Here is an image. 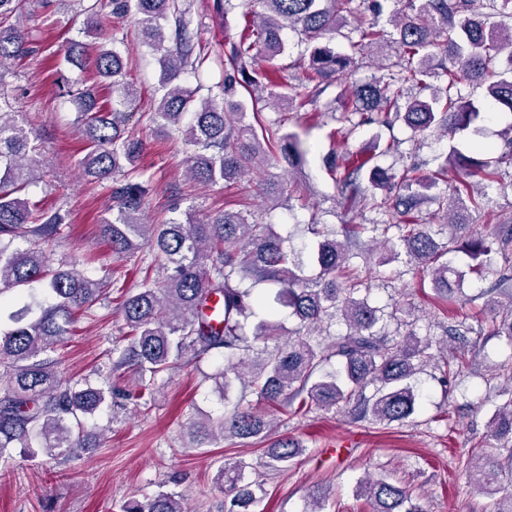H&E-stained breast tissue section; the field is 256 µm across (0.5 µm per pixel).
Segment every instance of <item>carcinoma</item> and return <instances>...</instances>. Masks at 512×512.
I'll use <instances>...</instances> for the list:
<instances>
[{
	"instance_id": "1",
	"label": "carcinoma",
	"mask_w": 512,
	"mask_h": 512,
	"mask_svg": "<svg viewBox=\"0 0 512 512\" xmlns=\"http://www.w3.org/2000/svg\"><path fill=\"white\" fill-rule=\"evenodd\" d=\"M263 11L248 9L251 19L236 40L225 42L222 97H196L180 82L182 74L196 73L208 60L195 39L190 5L183 0H112V13L134 19L140 42L160 55L161 91L150 121L159 128L186 126L190 140L204 148L190 160L187 175L205 185L229 183L260 164L275 161L297 167L303 161V143L296 135H280L262 118L270 104L314 103L325 90L349 75L355 55L397 58L396 70L372 76L353 86L349 111L363 121L390 126L402 120L411 136L440 131L454 135L480 116L464 100L460 85L485 88L486 98L512 112V25L488 20L512 16V0H393L389 15L393 31L379 25V0H258ZM25 0H0V293L38 283L51 303L24 302L8 315L10 326L0 329V465L14 462L13 448L66 457L77 449L96 446L98 435L85 420L114 406L112 386L86 377L61 382L54 352L73 332L81 315L97 302L105 281L53 266L43 244L61 234L65 216L20 195L40 179L33 157V132L7 108L3 80L5 65L30 52L29 32L9 23L24 9ZM82 34L90 43L71 40L65 57L96 51L98 83L75 93L81 102L80 124L87 140L86 152L77 160L82 174L97 182H112V219L100 225L102 238L117 254L153 252V262L167 271L162 282L146 281L122 304L132 344L112 349L115 369L127 368L139 386L129 393L144 399L151 382L179 367L188 358L224 351L227 365L213 375L215 390L226 399L233 381L250 388L269 410L259 411L244 398L224 418H192L187 424L186 448H202L218 440L239 439L263 444L264 466L285 470L304 455L305 448L288 438L270 440L274 412L298 402V410L315 406L323 410L348 408L358 419L370 418L389 425L413 416L421 394L411 379L418 367L432 359L433 342L409 331L399 338L384 332L379 309L360 295L358 268L336 231L312 227L318 242L314 279L298 274L290 265L284 240L270 224H255L242 211L220 212L205 223L191 218L151 224L144 218V198L149 185L138 161L143 141L127 127L126 112L138 97L126 79L121 52L107 43L123 39L104 30L95 5L83 9ZM291 28L306 44L290 65L255 67L260 56L271 62L284 52L281 33ZM347 40L338 51L336 37ZM506 59L498 71L488 70L490 60ZM298 69L296 83L288 85L283 72ZM446 81L440 90L432 79ZM507 150L496 152L482 142L466 149L450 146L440 173L452 166L481 182H498L502 166L512 164V126L507 129ZM382 192L379 206L400 217L399 237L408 261L428 270L437 295L447 301L463 295L465 273L442 257L461 252L474 265L470 270L486 278L497 276L499 287L512 279L495 268L493 255L512 253V225L499 228L493 239L476 234L467 224L452 219L448 244H440L419 214L433 182L416 175L409 166L400 176L389 175L375 156L360 153L348 159L335 176L342 195L366 199L361 176ZM479 182V183H481ZM479 183L461 178L452 185V199L432 201L459 210L482 206ZM254 279L279 285L274 296L253 295L242 287ZM214 296L223 298L221 320L213 325L204 314ZM291 310L299 327L283 339L276 307ZM255 319L247 329L249 319ZM341 319L347 331L325 345L311 334L325 322ZM473 331L466 315L455 316L448 336L465 340ZM260 341L273 344L265 358L248 365L240 352ZM374 386L371 395L366 389ZM503 402L491 414L487 428L500 442L496 453H477L466 464L469 484L476 493L493 496L503 480L512 481V376L499 390ZM247 464L221 465L218 483L224 485L225 512H254L261 484L246 480ZM370 503V512H427L405 487L383 478H366L358 484ZM123 512H186L181 496L160 490L143 501L131 499Z\"/></svg>"
}]
</instances>
